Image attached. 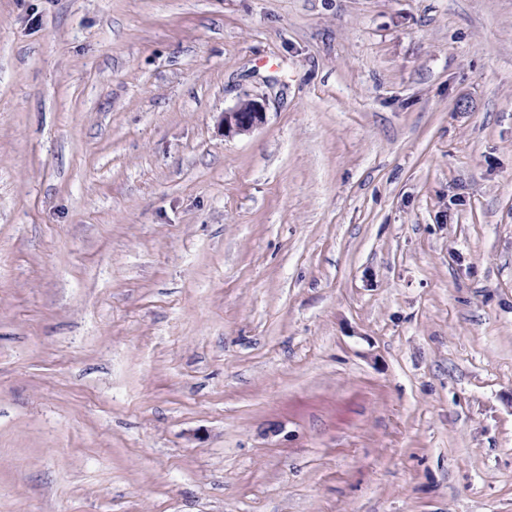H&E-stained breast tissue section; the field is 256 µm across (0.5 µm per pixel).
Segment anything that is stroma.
I'll return each mask as SVG.
<instances>
[{
	"mask_svg": "<svg viewBox=\"0 0 512 512\" xmlns=\"http://www.w3.org/2000/svg\"><path fill=\"white\" fill-rule=\"evenodd\" d=\"M0 512H512V0H0ZM265 103L257 97L244 94L230 109L224 110L220 124L225 137L252 132L265 121Z\"/></svg>",
	"mask_w": 512,
	"mask_h": 512,
	"instance_id": "obj_1",
	"label": "stroma"
}]
</instances>
